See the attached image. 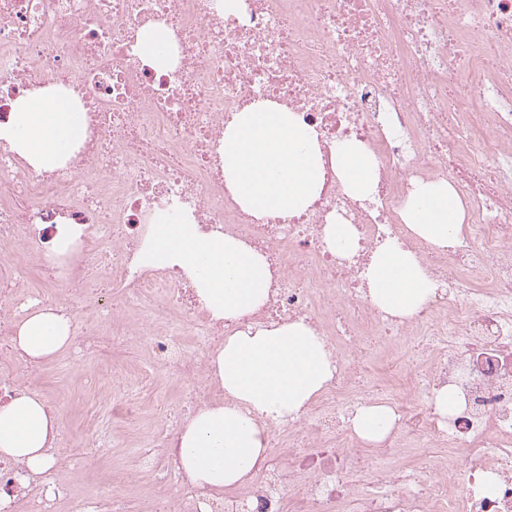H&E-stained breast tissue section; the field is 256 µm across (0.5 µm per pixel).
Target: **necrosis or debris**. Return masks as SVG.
<instances>
[{"instance_id": "1", "label": "necrosis or debris", "mask_w": 512, "mask_h": 512, "mask_svg": "<svg viewBox=\"0 0 512 512\" xmlns=\"http://www.w3.org/2000/svg\"><path fill=\"white\" fill-rule=\"evenodd\" d=\"M149 27L174 40L171 65L141 59ZM44 84L77 101L85 133L41 170L0 140V405L38 386L43 361L13 342L38 310L70 315L75 360H112V396L41 473L0 458V512H133L113 478L70 492L119 439L135 445L129 475L153 479V512H512V0H242L235 13L213 0H0V126ZM265 100L314 131L321 155L318 198L289 216L256 215L224 181L225 129ZM347 141L373 159L371 198L348 195L332 163ZM440 179L466 208L447 249L401 217L418 183ZM162 214L260 255L262 308L214 320L181 270L137 265ZM61 224L79 230L63 252ZM331 224L351 226L354 249L328 247ZM391 242L437 288L403 320L368 302L365 271ZM297 320L333 355L331 380L287 429L268 423L246 487H194L156 373L198 408L225 337ZM133 345L151 368L126 364ZM445 387L462 400L446 421L433 403ZM367 403L396 415L376 450L338 420ZM436 445L450 460L429 481L395 462Z\"/></svg>"}]
</instances>
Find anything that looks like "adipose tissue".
<instances>
[{"mask_svg": "<svg viewBox=\"0 0 512 512\" xmlns=\"http://www.w3.org/2000/svg\"><path fill=\"white\" fill-rule=\"evenodd\" d=\"M82 137V114L75 101L50 87L20 100L11 124L0 127V139L42 169L66 161ZM333 161L345 190L368 197L373 177L367 153L344 143ZM224 179L236 201L256 214L300 212L323 183L316 138L290 112L258 103L240 113L224 133ZM401 217L417 236L448 246L463 230L465 211L448 183L430 182L418 185ZM137 261L147 269L180 268L216 319H238L261 307L268 295L270 275L261 256L232 237L201 231L189 222L159 220ZM366 278L371 303L393 316H412L435 293L416 256L397 245L375 253ZM69 325L64 313H34L21 323L17 345L31 358H51L68 346ZM211 370L224 396L183 425L179 460L194 485L224 491L245 485L263 461L266 422L296 419L331 379L334 367L323 340L298 321L225 337ZM395 419L390 407L367 404L354 410L348 424L362 441L378 444ZM57 434V418L36 394L23 392L0 406V456L43 470L50 462L46 446Z\"/></svg>", "mask_w": 512, "mask_h": 512, "instance_id": "1", "label": "adipose tissue"}]
</instances>
